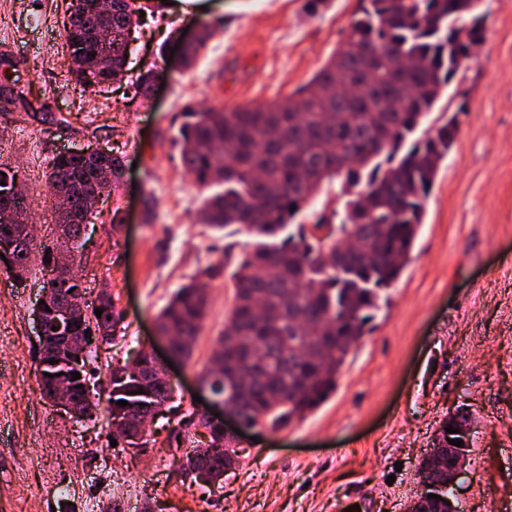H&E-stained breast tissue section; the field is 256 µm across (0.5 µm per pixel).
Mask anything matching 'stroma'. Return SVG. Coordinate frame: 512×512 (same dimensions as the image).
Masks as SVG:
<instances>
[{
    "label": "stroma",
    "mask_w": 512,
    "mask_h": 512,
    "mask_svg": "<svg viewBox=\"0 0 512 512\" xmlns=\"http://www.w3.org/2000/svg\"><path fill=\"white\" fill-rule=\"evenodd\" d=\"M71 0H0V49L19 65L10 85L31 112H0V163L36 191L28 273L0 268V512H404L419 460L458 406L474 418L459 512H512V0H483L485 34L437 112L458 113V135L426 202L409 261L372 330L350 354L323 405L283 430L261 431L222 485L182 480L169 437L200 393L198 377L234 301V260L223 231L198 224L206 195L175 143L186 107L284 101L326 63L359 0H171L141 17L121 80L70 92L63 16ZM217 30L191 68L171 50L183 31ZM155 72L151 97L137 79ZM122 157L118 194L102 201L83 282H108L123 318L92 363L106 400L110 367L154 341V321L200 270L209 309L189 361L171 368L173 399L145 452L112 446L105 411L74 421L42 398L32 311L48 279L53 241L39 212L53 209V156L92 143ZM325 183L288 225L342 208ZM124 223L113 232V213ZM75 485V496L55 486Z\"/></svg>",
    "instance_id": "stroma-1"
}]
</instances>
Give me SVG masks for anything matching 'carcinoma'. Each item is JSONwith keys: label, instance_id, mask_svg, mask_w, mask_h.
<instances>
[{"label": "carcinoma", "instance_id": "1", "mask_svg": "<svg viewBox=\"0 0 512 512\" xmlns=\"http://www.w3.org/2000/svg\"><path fill=\"white\" fill-rule=\"evenodd\" d=\"M128 0H112V16L68 8L64 24L74 89L110 83L124 70L119 29ZM482 0H361L344 38L326 63L283 103L265 106L187 108L179 128L181 164L202 186L224 185L207 198L200 223L260 239L277 238L326 180L340 181L349 198L340 224L323 219L272 244L244 246L233 272L234 304L212 358L224 374L202 378L212 390L238 403L243 417L279 430L326 402L350 353L367 334L382 294L400 277L423 224L425 200L457 133V114L425 120L445 88L472 61L470 49L483 36ZM112 27V63L99 66L95 28ZM418 62L403 71L395 59ZM345 75L365 81L377 97L367 106L336 96ZM392 98L405 102L386 111ZM112 170V181L97 172ZM117 155L54 156L46 172L50 190L69 194L71 223L58 224L57 251L76 240L89 193L110 195L121 185ZM31 243L15 246L0 266L20 278ZM209 305L205 289L191 281L178 288L156 318L182 361L191 358ZM83 331L114 329L122 318L116 303L96 316L85 304ZM110 418L119 402L160 407L171 397L159 388L138 393L129 376L112 381ZM235 451L223 446L212 463V484L224 483Z\"/></svg>", "mask_w": 512, "mask_h": 512}]
</instances>
